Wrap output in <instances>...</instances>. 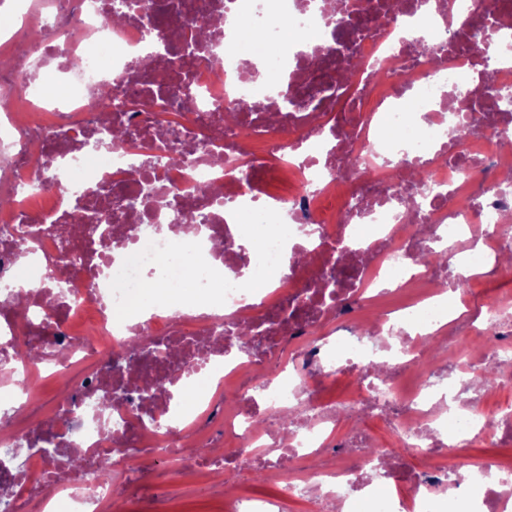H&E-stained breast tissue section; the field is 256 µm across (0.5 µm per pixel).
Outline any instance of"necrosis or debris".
Wrapping results in <instances>:
<instances>
[{
    "label": "necrosis or debris",
    "mask_w": 512,
    "mask_h": 512,
    "mask_svg": "<svg viewBox=\"0 0 512 512\" xmlns=\"http://www.w3.org/2000/svg\"><path fill=\"white\" fill-rule=\"evenodd\" d=\"M0 0L12 23L0 92V447L26 446L23 467L0 464L20 512H100L130 468L91 478L106 451L143 448L144 472L186 463L221 475L226 439L277 473L274 498L235 496L232 512H512V466L474 459L497 446L511 405H489L486 366L512 384V307L470 303L457 287L474 243L493 258L512 235V11L489 0ZM116 25L103 24L110 10ZM212 19V63L193 33ZM425 31L396 37L399 20ZM258 34L251 59L241 44ZM292 84L293 106L279 91ZM136 104L109 125L150 138L153 154L185 151L179 166L131 170L126 151L90 150L105 128L102 90ZM254 102L244 128L224 123ZM261 144L263 156L253 146ZM355 162L352 175L344 159ZM423 168L425 184L396 181ZM287 169L288 190L265 186ZM468 200L460 209V200ZM279 236L311 266H277L253 288L234 259L241 240ZM445 244L448 268L421 262ZM186 274L166 300L135 305L134 287H163L171 262ZM424 292L359 321L383 296ZM248 328L254 351L235 355L225 330ZM477 338L480 347L464 343ZM354 397L325 402L336 371ZM65 377L66 399L41 404L34 380ZM237 388L226 397L225 381ZM179 388L193 405L148 398ZM380 416L395 442L369 455L343 416Z\"/></svg>",
    "instance_id": "1"
}]
</instances>
